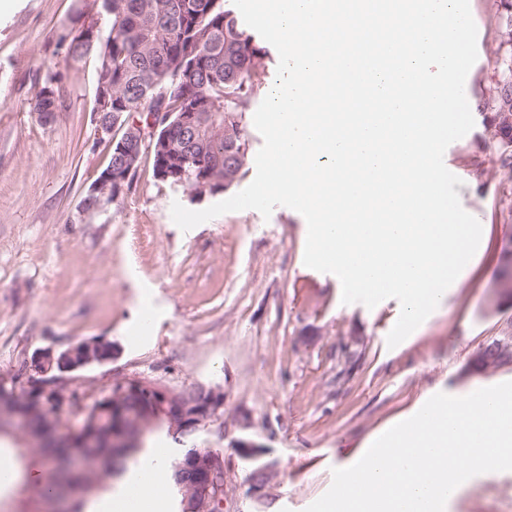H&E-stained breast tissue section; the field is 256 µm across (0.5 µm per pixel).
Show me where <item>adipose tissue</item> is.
I'll return each mask as SVG.
<instances>
[{"label": "adipose tissue", "instance_id": "ef3b65f1", "mask_svg": "<svg viewBox=\"0 0 512 512\" xmlns=\"http://www.w3.org/2000/svg\"><path fill=\"white\" fill-rule=\"evenodd\" d=\"M170 454L164 448H147L135 470L120 477L114 489L88 504L86 512H156L164 504L170 483Z\"/></svg>", "mask_w": 512, "mask_h": 512}]
</instances>
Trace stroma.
Listing matches in <instances>:
<instances>
[{
    "label": "stroma",
    "instance_id": "1",
    "mask_svg": "<svg viewBox=\"0 0 512 512\" xmlns=\"http://www.w3.org/2000/svg\"><path fill=\"white\" fill-rule=\"evenodd\" d=\"M80 0H14L0 14V382L27 388L32 357L84 340L112 345L110 359L67 373L79 391L110 390L142 375L182 390L224 393L220 425L189 443L224 452V512H305L386 430L434 394L452 396L512 381V366L483 374L468 365L512 321L494 288L512 247V168L501 162L496 114L512 93V0H470L478 59L467 100L475 125L444 163L483 233L469 276L429 321L395 348L386 338L397 300L374 308L341 302V283L303 263L305 219L276 207L228 212L182 231L191 198L152 176L143 158L130 191L95 212L81 202L110 159L93 121L95 57L66 58L59 44ZM64 76L66 105L41 124L32 102L44 77ZM269 450L262 498L232 442ZM19 479L0 512H44L26 476L36 461L17 432L0 434ZM453 512H512V473L469 487Z\"/></svg>",
    "mask_w": 512,
    "mask_h": 512
}]
</instances>
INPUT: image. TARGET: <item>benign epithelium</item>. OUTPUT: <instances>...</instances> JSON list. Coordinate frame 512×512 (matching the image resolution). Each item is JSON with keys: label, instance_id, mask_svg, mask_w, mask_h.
Listing matches in <instances>:
<instances>
[{"label": "benign epithelium", "instance_id": "7a95c632", "mask_svg": "<svg viewBox=\"0 0 512 512\" xmlns=\"http://www.w3.org/2000/svg\"><path fill=\"white\" fill-rule=\"evenodd\" d=\"M157 125L149 123L143 128L139 122L132 123L121 140L113 137L112 121L99 122L97 133L101 140L116 147L117 162L108 167L103 176L88 191L87 199L99 201L112 190H119L122 183L133 171L147 144V135H156ZM503 272L496 288L505 295L512 294L508 289L512 280V251L506 250L501 261ZM486 350L509 352L512 350V329L503 327L500 335ZM55 351L45 349L31 362L36 372L44 375L34 387L41 395H53L59 407L68 408L71 391L60 379L48 376L53 371ZM112 412L118 419V426L112 429V446L115 448H135L141 438L155 424L166 422L170 431L176 434L196 432L220 419L224 406V393L219 390H200L190 395L188 391L172 389L158 381L140 375L126 376L113 382ZM26 391L0 396V429H11L24 424L25 414L18 404L25 401ZM233 447L237 455L246 462L257 464L248 476V492L253 497L262 495L269 479L271 466L264 461L267 449L249 439H238ZM224 457L203 452L186 454L177 466L179 485L185 487L183 512H222L224 510V486L218 479L224 477Z\"/></svg>", "mask_w": 512, "mask_h": 512}]
</instances>
